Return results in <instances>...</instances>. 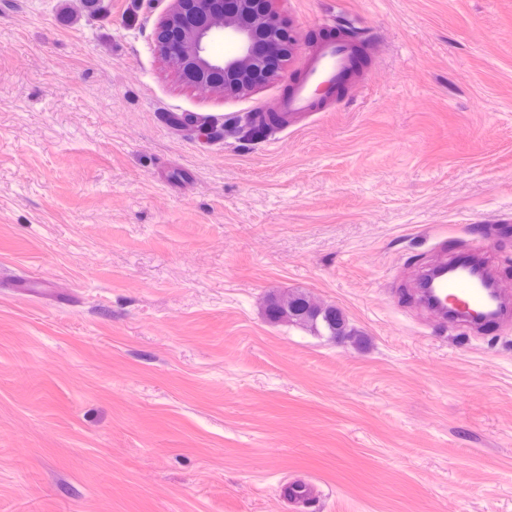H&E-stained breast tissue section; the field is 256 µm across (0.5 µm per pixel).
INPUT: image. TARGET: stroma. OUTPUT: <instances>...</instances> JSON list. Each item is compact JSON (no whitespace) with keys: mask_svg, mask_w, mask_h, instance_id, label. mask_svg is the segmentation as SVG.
<instances>
[{"mask_svg":"<svg viewBox=\"0 0 512 512\" xmlns=\"http://www.w3.org/2000/svg\"><path fill=\"white\" fill-rule=\"evenodd\" d=\"M101 4L0 0V512H512V316L414 292L471 249L512 293V0H285L289 62L233 98L160 56L171 0ZM329 15L362 79L235 133ZM284 290L362 342L270 323Z\"/></svg>","mask_w":512,"mask_h":512,"instance_id":"obj_1","label":"stroma"}]
</instances>
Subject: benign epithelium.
I'll return each instance as SVG.
<instances>
[{
    "label": "benign epithelium",
    "mask_w": 512,
    "mask_h": 512,
    "mask_svg": "<svg viewBox=\"0 0 512 512\" xmlns=\"http://www.w3.org/2000/svg\"><path fill=\"white\" fill-rule=\"evenodd\" d=\"M172 0L159 23L158 43L180 81L190 87L217 89L224 96L250 91L273 77L268 63L287 60L293 39L278 19V0ZM222 30L234 51L222 56L211 50L216 31Z\"/></svg>",
    "instance_id": "obj_1"
}]
</instances>
